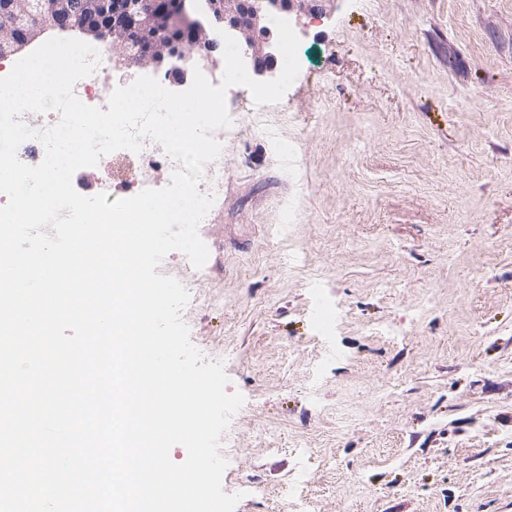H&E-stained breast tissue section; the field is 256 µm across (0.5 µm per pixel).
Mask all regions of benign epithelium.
Segmentation results:
<instances>
[{
	"instance_id": "benign-epithelium-1",
	"label": "benign epithelium",
	"mask_w": 512,
	"mask_h": 512,
	"mask_svg": "<svg viewBox=\"0 0 512 512\" xmlns=\"http://www.w3.org/2000/svg\"><path fill=\"white\" fill-rule=\"evenodd\" d=\"M209 22H202L191 0H15L0 17V59L35 40L47 25L79 28L112 39L124 60L160 69L182 84L194 66L204 67L217 46V29L236 39L254 76L275 79L277 31L269 25L276 14L311 11L309 0H205Z\"/></svg>"
}]
</instances>
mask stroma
<instances>
[{"label":"stroma","instance_id":"obj_1","mask_svg":"<svg viewBox=\"0 0 512 512\" xmlns=\"http://www.w3.org/2000/svg\"><path fill=\"white\" fill-rule=\"evenodd\" d=\"M311 6L299 79L265 107L297 153L242 112L203 229L216 304L181 311L245 397L223 489L271 512L308 441L317 512H512V0ZM314 281L347 312L325 342Z\"/></svg>","mask_w":512,"mask_h":512}]
</instances>
